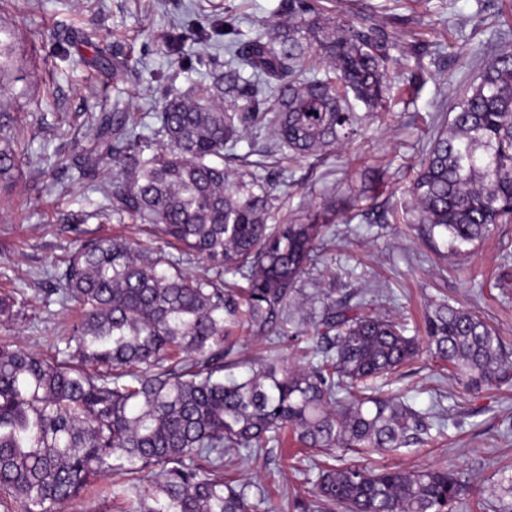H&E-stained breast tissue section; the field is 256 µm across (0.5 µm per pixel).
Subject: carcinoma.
<instances>
[{
  "mask_svg": "<svg viewBox=\"0 0 512 512\" xmlns=\"http://www.w3.org/2000/svg\"><path fill=\"white\" fill-rule=\"evenodd\" d=\"M288 17L225 45L224 72L209 84L169 95L152 114L159 148L135 133L133 112L96 118L93 147L76 157L90 175L100 159L119 168L107 210L147 224L166 244L206 260L190 275L156 248L125 238L79 244L55 277L81 307L69 329V359L0 338V507L56 512L114 468L125 481L112 498L131 512H256L251 483L224 480V456L266 448L286 430L332 457L316 481L321 507L340 512H453L467 488L463 472L406 473L346 463L340 450L396 451L432 438V410L369 382L428 352L466 390L512 381V352L475 312L447 301L427 311L422 333L377 314L357 293L322 295L315 365L277 368L260 359L243 377H224L240 322L271 334L291 321L298 279L316 261L320 213L308 224H268L277 198L263 161L238 155L251 129L295 158L353 144L367 113L385 110L398 45L374 26L339 22L317 0H279ZM94 66L119 81L125 65ZM20 128L0 113V177L20 169ZM419 224L451 249L473 245L512 223V51L497 55L434 134L411 183ZM230 266L245 288L224 283ZM153 468L148 485L140 473ZM493 494L512 512V474Z\"/></svg>",
  "mask_w": 512,
  "mask_h": 512,
  "instance_id": "obj_1",
  "label": "carcinoma"
}]
</instances>
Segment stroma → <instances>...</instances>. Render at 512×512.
Here are the masks:
<instances>
[{
    "instance_id": "35a3bbf8",
    "label": "stroma",
    "mask_w": 512,
    "mask_h": 512,
    "mask_svg": "<svg viewBox=\"0 0 512 512\" xmlns=\"http://www.w3.org/2000/svg\"><path fill=\"white\" fill-rule=\"evenodd\" d=\"M276 0H0V31L12 32L0 57V112L20 113L25 159L11 182H0V296L17 294L11 317L0 316V337L56 355L78 306L55 294L49 274L77 239L121 236L149 240L146 225L102 219V192L117 171L112 161L80 176L73 162L94 136V115L121 109L141 118L150 136L153 112L165 95L185 92L223 71L224 46L238 34L273 24ZM340 21L382 26L408 55L428 50L420 65L402 66L388 114L370 118L354 144L328 155L268 168L279 197L276 223L298 224L316 211L328 214L320 259L332 275L309 270L298 282L305 310L313 292H365L372 308L421 325L429 307L446 300L468 307L512 349V223L463 251L402 214L409 204L414 167L432 131L448 120L460 97L497 54L512 49V0H321ZM185 35L182 58L166 41ZM123 61L129 77L92 67L96 55ZM351 271L344 281L343 271ZM315 330L312 320L286 325L279 336L234 329L235 374L244 360L273 355L279 365L303 366ZM386 391L407 395L419 409L436 407L440 432L424 445L373 455L380 466L406 472L431 466L462 470L469 489L454 512H497L489 493L512 473V384L468 391L436 358L424 354L386 381ZM320 457L295 443L235 458L226 477L258 484V512H295L311 500ZM120 471L98 477L60 512H124L109 490Z\"/></svg>"
}]
</instances>
